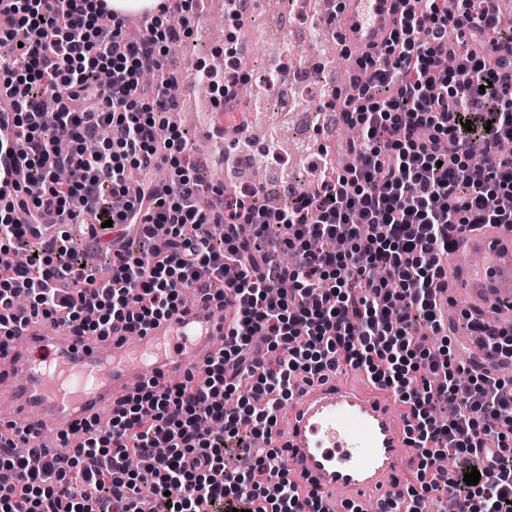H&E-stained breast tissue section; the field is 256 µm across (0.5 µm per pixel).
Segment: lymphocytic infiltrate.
Wrapping results in <instances>:
<instances>
[{"instance_id": "lymphocytic-infiltrate-1", "label": "lymphocytic infiltrate", "mask_w": 512, "mask_h": 512, "mask_svg": "<svg viewBox=\"0 0 512 512\" xmlns=\"http://www.w3.org/2000/svg\"><path fill=\"white\" fill-rule=\"evenodd\" d=\"M175 1L192 34L195 0H158L134 33L101 0H10L0 11V113H13L15 128L0 137V158L24 179L0 203V336H13L22 301L89 336L146 330L200 286L218 300L232 293L236 306L203 379L142 388L106 425L80 421L66 464L45 457L31 468L14 452L21 430L0 432V512H297L272 430L297 377L343 362L414 419L408 503L378 512H428L442 497L462 512H512V376L453 364L427 342L441 328L453 237L512 224L499 204L512 195V156L498 151L512 141V15L497 0H457L452 12L445 0L422 11L396 0L397 25L381 54L363 52L341 111L362 133L357 165L319 154L313 192L260 207L263 183L250 201L221 194L198 177L178 128L156 138L178 106L162 69ZM474 163L481 180L462 179ZM86 214L110 254L97 269L83 267L64 230ZM135 227L148 238L163 230L166 249L127 250ZM244 379L250 391L236 396ZM229 455L247 467L227 470ZM132 457L151 473L149 489ZM448 458L456 466L441 468ZM474 469L479 483L466 484Z\"/></svg>"}]
</instances>
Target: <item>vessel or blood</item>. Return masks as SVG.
Listing matches in <instances>:
<instances>
[{
    "mask_svg": "<svg viewBox=\"0 0 512 512\" xmlns=\"http://www.w3.org/2000/svg\"><path fill=\"white\" fill-rule=\"evenodd\" d=\"M394 0H344L325 10L357 47L382 42ZM475 256L457 261L458 252ZM448 285L464 290L484 318L476 339L481 357L496 353L489 336L512 327V227L485 224L465 233L448 252ZM224 308L201 297L145 333L114 329L107 339L80 336L51 320L16 310L17 350L0 356V396L10 422L32 446L64 456L61 437L76 421L101 415L147 385L178 381L205 366L224 347ZM288 417L272 433L285 449L301 499L317 493L324 512H346L347 503L367 506L400 500L417 469L407 433L406 409L373 386L348 382L343 370L295 386Z\"/></svg>",
    "mask_w": 512,
    "mask_h": 512,
    "instance_id": "obj_1",
    "label": "vessel or blood"
}]
</instances>
